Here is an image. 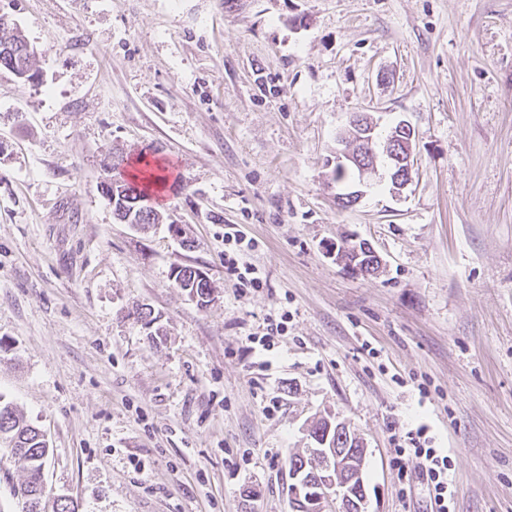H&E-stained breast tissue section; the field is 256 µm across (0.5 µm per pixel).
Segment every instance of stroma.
<instances>
[{
  "label": "stroma",
  "mask_w": 512,
  "mask_h": 512,
  "mask_svg": "<svg viewBox=\"0 0 512 512\" xmlns=\"http://www.w3.org/2000/svg\"><path fill=\"white\" fill-rule=\"evenodd\" d=\"M0 401L49 445L43 512H292L289 453L334 413L369 512H431L395 448L424 427L455 512H512V0H0ZM415 130L417 173L336 206L350 115ZM171 162L169 223H120L101 163ZM254 249L236 290L224 228ZM369 241L374 276L337 265ZM191 266L207 306L177 288ZM150 308L152 340L134 313ZM284 316L270 350L252 349ZM353 246H355L353 252H354V254H357V256L354 258H352L353 255H352V249H351V247H353ZM360 246L363 251L370 249L373 252V255L377 256L379 265H371L368 270L366 269L365 264L359 263V264L355 265L356 261L361 257ZM329 255H331L332 257H336V263H338L344 267L350 268L352 270H355L357 272H360L362 274H366V275L375 274L378 271L379 266H380V258L377 255L374 248L369 243L363 242V241H360L359 243L347 245V246H345V245L338 246L336 244V248H331L329 250ZM239 264V259L236 257H224V266L231 275H236L239 288H256L255 290H258L262 284L261 279L257 276H251L256 274L255 266L245 261L241 262V267Z\"/></svg>",
  "instance_id": "stroma-1"
}]
</instances>
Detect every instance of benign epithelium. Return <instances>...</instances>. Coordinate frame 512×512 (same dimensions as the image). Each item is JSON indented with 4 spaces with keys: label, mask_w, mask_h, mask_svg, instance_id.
Listing matches in <instances>:
<instances>
[{
    "label": "benign epithelium",
    "mask_w": 512,
    "mask_h": 512,
    "mask_svg": "<svg viewBox=\"0 0 512 512\" xmlns=\"http://www.w3.org/2000/svg\"><path fill=\"white\" fill-rule=\"evenodd\" d=\"M377 121L367 117L361 121V116L354 115L341 137V143L353 144L355 148L339 149L336 151V162L352 166L360 172V185L367 184L369 177L376 172L377 154L372 150L375 139ZM414 130L401 122L388 136L382 146L384 153L394 160V168L390 172L392 192L398 193L413 182V173L417 161L413 148ZM371 248L367 242H359L355 246L341 245L329 250V255L336 258V263L366 275L375 274L379 266L367 267L357 262L356 255L360 251ZM326 441L308 449L303 457V470H311L315 480L305 483L300 480V474H291L289 487L290 500L299 501L307 512H325L326 503L336 501V510L350 507L355 512H368V495L360 493L356 480L366 462L367 448H327Z\"/></svg>",
    "instance_id": "benign-epithelium-1"
}]
</instances>
